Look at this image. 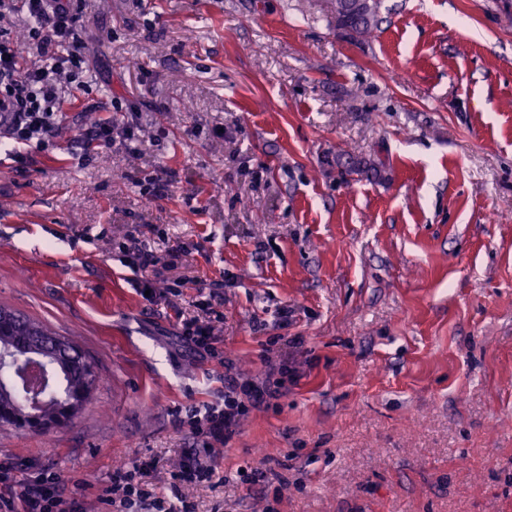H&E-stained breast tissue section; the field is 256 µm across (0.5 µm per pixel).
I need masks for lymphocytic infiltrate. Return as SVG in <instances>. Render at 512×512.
I'll use <instances>...</instances> for the list:
<instances>
[{"label":"lymphocytic infiltrate","instance_id":"1","mask_svg":"<svg viewBox=\"0 0 512 512\" xmlns=\"http://www.w3.org/2000/svg\"><path fill=\"white\" fill-rule=\"evenodd\" d=\"M83 0H0V19L25 18L23 36L0 30V140L18 170L32 164V147H44L58 132L63 104L74 90L89 91L87 47L79 27ZM112 109L126 113L123 123L97 118L80 130L82 148L100 150L116 145L132 154L144 145L143 129L133 103L113 99ZM127 267L139 274L138 284L150 300H160L154 289L158 257L138 238L119 242ZM285 367H272L263 379L243 377L233 361L224 363L222 404L193 410L178 426L188 429L201 445L183 456L173 473L174 483L209 482L217 474L214 448L226 444L254 409L284 397ZM153 463L136 459L112 472L107 489L113 512H194L182 494L166 497L150 487L146 476ZM0 512H87L84 498L64 492L60 478L37 463L19 465L0 458Z\"/></svg>","mask_w":512,"mask_h":512}]
</instances>
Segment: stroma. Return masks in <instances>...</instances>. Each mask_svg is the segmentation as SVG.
<instances>
[{
    "instance_id": "stroma-1",
    "label": "stroma",
    "mask_w": 512,
    "mask_h": 512,
    "mask_svg": "<svg viewBox=\"0 0 512 512\" xmlns=\"http://www.w3.org/2000/svg\"><path fill=\"white\" fill-rule=\"evenodd\" d=\"M90 94L33 164L0 161V305L78 337L105 376L66 429L0 428V456L87 485L152 458L168 487L224 367L175 309L220 284L224 357L297 380L215 452L274 485L188 484L195 512H512V0H381L367 39L326 0H86ZM141 108L134 157L83 155L112 99ZM167 168L165 196L130 177ZM144 240L150 305L113 241ZM287 319H280V312Z\"/></svg>"
}]
</instances>
